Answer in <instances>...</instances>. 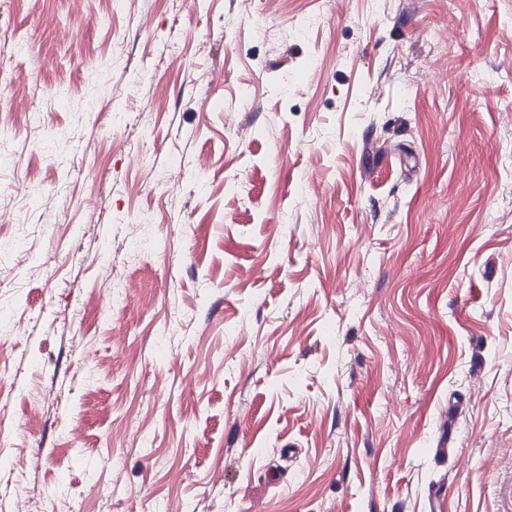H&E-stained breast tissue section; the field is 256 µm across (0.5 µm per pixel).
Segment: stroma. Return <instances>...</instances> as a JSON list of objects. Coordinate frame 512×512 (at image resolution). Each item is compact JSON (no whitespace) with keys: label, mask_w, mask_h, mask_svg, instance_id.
<instances>
[{"label":"stroma","mask_w":512,"mask_h":512,"mask_svg":"<svg viewBox=\"0 0 512 512\" xmlns=\"http://www.w3.org/2000/svg\"><path fill=\"white\" fill-rule=\"evenodd\" d=\"M0 512H512V0H0Z\"/></svg>","instance_id":"35a3bbf8"}]
</instances>
